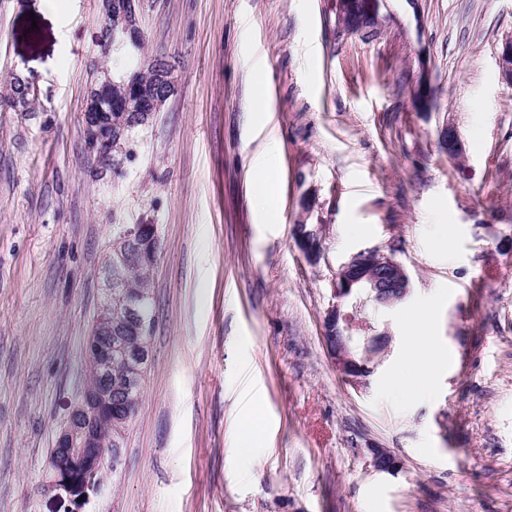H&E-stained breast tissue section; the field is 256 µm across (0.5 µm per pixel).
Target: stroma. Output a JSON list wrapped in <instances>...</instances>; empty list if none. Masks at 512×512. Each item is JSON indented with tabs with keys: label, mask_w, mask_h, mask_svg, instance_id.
Segmentation results:
<instances>
[{
	"label": "stroma",
	"mask_w": 512,
	"mask_h": 512,
	"mask_svg": "<svg viewBox=\"0 0 512 512\" xmlns=\"http://www.w3.org/2000/svg\"><path fill=\"white\" fill-rule=\"evenodd\" d=\"M348 34L333 0H142L145 57L179 91L101 160L80 121L99 0H0V512L40 494L85 374L117 224H154L153 362L117 479L84 512H512V0H385ZM432 107L412 103L420 63ZM266 112L253 111L256 72ZM36 104H11L13 78ZM452 122L467 161L438 131ZM271 160L264 220L249 171ZM321 236L309 262L293 228ZM394 253L411 294L365 303L390 350L359 390L329 357L338 267ZM431 314L432 392L388 385ZM259 405L260 459L229 454ZM400 457L376 470L371 451ZM438 143L441 152L449 161L457 163L465 160V147L453 123L448 122L440 128Z\"/></svg>",
	"instance_id": "obj_1"
}]
</instances>
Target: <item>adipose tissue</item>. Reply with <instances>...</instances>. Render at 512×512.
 <instances>
[{"label": "adipose tissue", "instance_id": "ef3b65f1", "mask_svg": "<svg viewBox=\"0 0 512 512\" xmlns=\"http://www.w3.org/2000/svg\"><path fill=\"white\" fill-rule=\"evenodd\" d=\"M437 365V353L430 334V316L420 312L411 324L409 356L396 373L390 390L397 397L407 399L427 392L432 373Z\"/></svg>", "mask_w": 512, "mask_h": 512}]
</instances>
